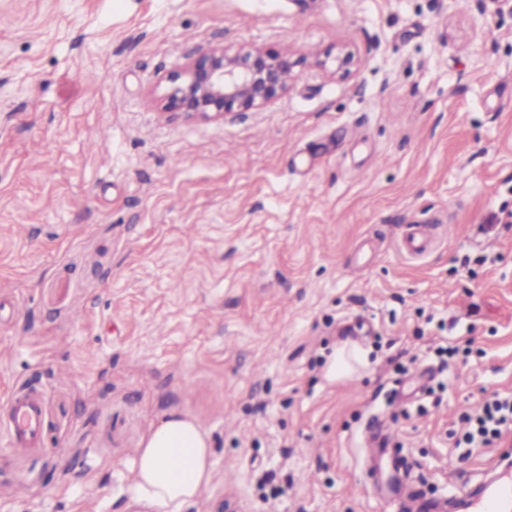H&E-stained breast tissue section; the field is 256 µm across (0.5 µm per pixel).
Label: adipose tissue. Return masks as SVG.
Instances as JSON below:
<instances>
[{
	"instance_id": "ef3b65f1",
	"label": "adipose tissue",
	"mask_w": 512,
	"mask_h": 512,
	"mask_svg": "<svg viewBox=\"0 0 512 512\" xmlns=\"http://www.w3.org/2000/svg\"><path fill=\"white\" fill-rule=\"evenodd\" d=\"M211 477L207 436L175 414L149 433L136 461V488L160 512H181Z\"/></svg>"
}]
</instances>
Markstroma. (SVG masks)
I'll use <instances>...</instances> for the list:
<instances>
[{"instance_id": "1", "label": "stroma", "mask_w": 512, "mask_h": 512, "mask_svg": "<svg viewBox=\"0 0 512 512\" xmlns=\"http://www.w3.org/2000/svg\"><path fill=\"white\" fill-rule=\"evenodd\" d=\"M215 45L288 54L286 96L163 108ZM345 342L368 364L328 380ZM26 388L46 446L0 445V512H132L171 413L212 443L183 512L495 475L512 433L463 439L512 396V0H0V407Z\"/></svg>"}]
</instances>
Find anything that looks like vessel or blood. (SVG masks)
Returning <instances> with one entry per match:
<instances>
[{
	"mask_svg": "<svg viewBox=\"0 0 512 512\" xmlns=\"http://www.w3.org/2000/svg\"><path fill=\"white\" fill-rule=\"evenodd\" d=\"M44 396L21 390L0 412V429L7 437L8 448L24 453L43 443ZM474 512H512V477L486 484L473 504Z\"/></svg>",
	"mask_w": 512,
	"mask_h": 512,
	"instance_id": "obj_1",
	"label": "vessel or blood"
}]
</instances>
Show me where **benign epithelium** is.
I'll use <instances>...</instances> for the list:
<instances>
[{
  "instance_id": "benign-epithelium-1",
  "label": "benign epithelium",
  "mask_w": 512,
  "mask_h": 512,
  "mask_svg": "<svg viewBox=\"0 0 512 512\" xmlns=\"http://www.w3.org/2000/svg\"><path fill=\"white\" fill-rule=\"evenodd\" d=\"M293 70L286 55L261 47H211L169 77L166 106L188 118L218 120L284 96Z\"/></svg>"
}]
</instances>
